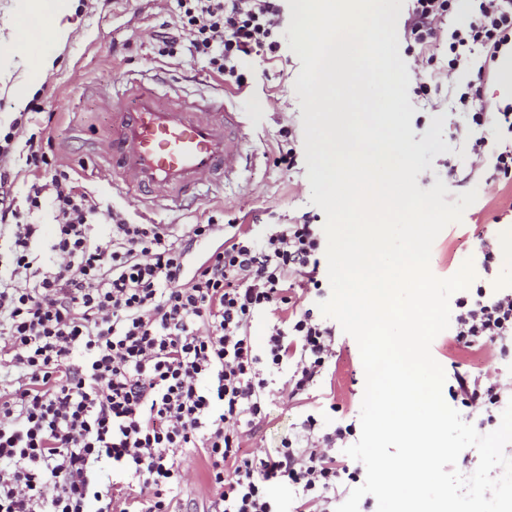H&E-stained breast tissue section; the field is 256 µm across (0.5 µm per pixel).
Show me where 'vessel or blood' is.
Segmentation results:
<instances>
[{"instance_id":"vessel-or-blood-1","label":"vessel or blood","mask_w":512,"mask_h":512,"mask_svg":"<svg viewBox=\"0 0 512 512\" xmlns=\"http://www.w3.org/2000/svg\"><path fill=\"white\" fill-rule=\"evenodd\" d=\"M251 141L245 113L222 100L165 101L134 86L112 99L105 161L142 199L158 193L181 210L200 205V188L231 182Z\"/></svg>"}]
</instances>
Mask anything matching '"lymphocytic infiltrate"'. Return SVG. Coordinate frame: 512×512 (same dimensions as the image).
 <instances>
[{
    "label": "lymphocytic infiltrate",
    "mask_w": 512,
    "mask_h": 512,
    "mask_svg": "<svg viewBox=\"0 0 512 512\" xmlns=\"http://www.w3.org/2000/svg\"><path fill=\"white\" fill-rule=\"evenodd\" d=\"M179 20L159 32L161 50L189 44L225 84L243 88V57L279 46L278 0H177ZM456 0H412L407 37L427 52L448 40V70L470 64L485 77L512 46V0H475L468 20L443 31ZM36 176L17 209L14 180L0 167V512H174L187 487V453L203 457L216 491L213 512H277L271 483L298 488L296 512H331L347 469L335 445L347 431L304 447L284 439L258 457L245 446L266 417L261 370L290 369L288 397L316 386L333 358L330 328L297 309L296 294L320 288L321 246L309 216L271 225L264 242L224 235L215 222L174 234L133 224L102 207L45 153L30 148ZM53 215L44 236L33 216ZM106 225L108 234L97 231ZM222 236L195 269L190 245ZM457 343L494 347L512 337V293L484 286L457 302ZM276 316L263 347L250 332L257 312ZM111 462L138 493L103 480Z\"/></svg>",
    "instance_id": "1"
}]
</instances>
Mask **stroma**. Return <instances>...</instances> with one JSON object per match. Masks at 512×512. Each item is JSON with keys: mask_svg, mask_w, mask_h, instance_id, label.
Masks as SVG:
<instances>
[{"mask_svg": "<svg viewBox=\"0 0 512 512\" xmlns=\"http://www.w3.org/2000/svg\"><path fill=\"white\" fill-rule=\"evenodd\" d=\"M178 19L176 0H78V7L66 21L71 34L65 43L48 39V21L31 22L22 52L0 59V131L8 132L18 115L16 96L26 77L28 57L49 52L54 67L41 78L37 93L25 108L28 121L16 136L7 164L16 177L15 191L34 178L25 164L26 136L47 145L52 164L69 172L79 185L93 191L103 201L122 207L130 221L168 224L181 229L185 224H203L208 218L218 223L237 221L263 240L271 224H285L311 214L316 224L325 215L310 202V186L305 163L283 171L274 163L287 141L283 127L302 132L301 98L294 91L301 61L290 50L289 34L273 59L255 58L246 62L248 85L244 89L225 86L204 63L193 59L187 49L176 56L161 55L154 33L162 23ZM131 78L145 86L177 91L194 99L208 94L224 96L240 111L253 113L252 157L241 167L237 180L225 187L206 191L197 210L156 209L145 211L122 183L101 169L100 147L112 125L110 107L113 93L121 92ZM476 82L478 101L487 111L512 103V88L506 87L500 68L476 81L471 70L458 71L454 85H441L428 95L410 91L416 113L411 125L414 141H422L433 116L444 115L443 138L450 152L438 155L433 167L418 177L420 188H430L443 178L449 188L447 201L458 193L476 190L477 199L463 213L461 221L448 224L435 239L429 261L430 271L439 278L456 274L471 263L477 285L494 293L512 292V178H493L492 163L475 167L468 150L470 140L456 138L455 132L471 126V114L456 104L457 91ZM490 242L495 253L492 266H484L482 242ZM455 327L441 332L431 345V353L444 368L447 378L465 373L482 380L499 382L503 390L500 404L485 412L453 401L462 419L479 433L498 428L503 407L512 401V339L496 348H464L455 341ZM335 356L318 385L307 394L291 399L284 394L270 397L268 416L247 446L262 453L280 447L283 439L300 433L307 417H315L321 431L351 427L347 444L360 433V409L365 375L358 345L343 331L335 333Z\"/></svg>", "mask_w": 512, "mask_h": 512, "instance_id": "obj_1", "label": "stroma"}]
</instances>
